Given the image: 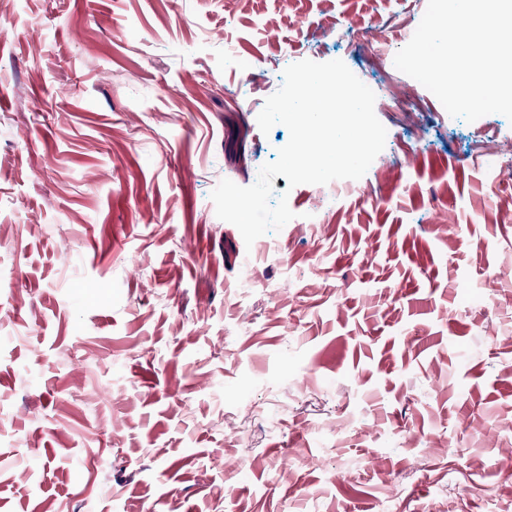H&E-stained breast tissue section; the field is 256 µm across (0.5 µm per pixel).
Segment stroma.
<instances>
[{"instance_id": "35a3bbf8", "label": "stroma", "mask_w": 512, "mask_h": 512, "mask_svg": "<svg viewBox=\"0 0 512 512\" xmlns=\"http://www.w3.org/2000/svg\"><path fill=\"white\" fill-rule=\"evenodd\" d=\"M224 2L0 0V512H512V121L350 53L427 0ZM343 53L366 189L310 224L275 177L294 218L245 245L212 190L287 144L284 68Z\"/></svg>"}]
</instances>
